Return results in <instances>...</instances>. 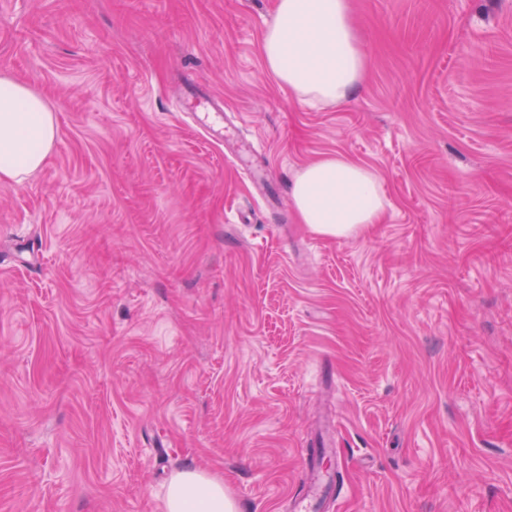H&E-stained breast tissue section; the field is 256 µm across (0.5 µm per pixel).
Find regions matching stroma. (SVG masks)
Returning a JSON list of instances; mask_svg holds the SVG:
<instances>
[{
	"mask_svg": "<svg viewBox=\"0 0 512 512\" xmlns=\"http://www.w3.org/2000/svg\"><path fill=\"white\" fill-rule=\"evenodd\" d=\"M275 0H0V74L58 122L0 180V512H164L171 476L291 512H512V0H352L343 106L265 74ZM202 84L227 142L179 105ZM343 155L381 223L291 205ZM382 179L343 156H325L297 174L292 202L300 224L329 238H348L377 224L385 209ZM306 470L305 489L296 498L297 507L300 512L324 511L336 489V474L315 466Z\"/></svg>",
	"mask_w": 512,
	"mask_h": 512,
	"instance_id": "stroma-1",
	"label": "stroma"
}]
</instances>
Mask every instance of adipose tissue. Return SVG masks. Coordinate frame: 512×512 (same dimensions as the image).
<instances>
[{
    "label": "adipose tissue",
    "mask_w": 512,
    "mask_h": 512,
    "mask_svg": "<svg viewBox=\"0 0 512 512\" xmlns=\"http://www.w3.org/2000/svg\"><path fill=\"white\" fill-rule=\"evenodd\" d=\"M264 71L299 102L340 105L360 90L369 68L349 0H276L260 45ZM58 125L48 102L28 85L0 76V179L20 182L51 153ZM292 202L300 223L329 238H348L378 223L381 178L343 156H326L297 174ZM165 512H239L224 481L199 468L173 474Z\"/></svg>",
    "instance_id": "1"
}]
</instances>
